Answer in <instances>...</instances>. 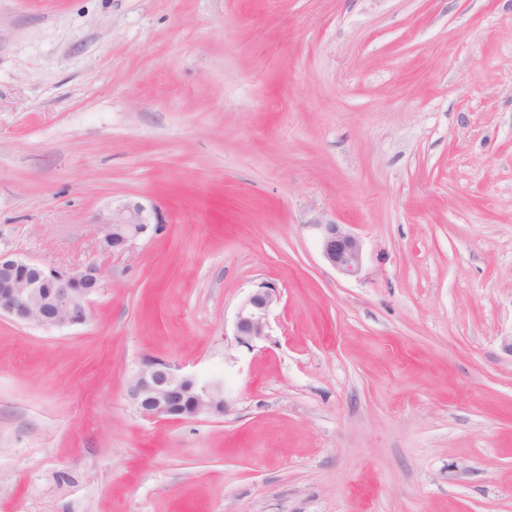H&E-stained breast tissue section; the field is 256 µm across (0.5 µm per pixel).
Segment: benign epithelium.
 Masks as SVG:
<instances>
[{"label":"benign epithelium","instance_id":"obj_1","mask_svg":"<svg viewBox=\"0 0 512 512\" xmlns=\"http://www.w3.org/2000/svg\"><path fill=\"white\" fill-rule=\"evenodd\" d=\"M152 213L140 203L112 208L98 225V247L103 253L131 254L149 230ZM320 230L323 259L339 273L357 277L362 271L360 238L343 224L313 223ZM100 269L89 264L78 271H61L21 257L0 254V315L44 330L77 325L87 318L91 297L101 291ZM280 295L261 286L242 301L235 316L238 344L251 347L269 336V316ZM127 397L144 417L193 419L224 413V381L202 379L169 363L145 361L129 378Z\"/></svg>","mask_w":512,"mask_h":512}]
</instances>
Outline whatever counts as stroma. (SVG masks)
<instances>
[{"label": "stroma", "instance_id": "1", "mask_svg": "<svg viewBox=\"0 0 512 512\" xmlns=\"http://www.w3.org/2000/svg\"><path fill=\"white\" fill-rule=\"evenodd\" d=\"M0 253L104 283L0 317V512H512V0H0ZM147 360L223 414L142 417ZM152 213L141 203H123L113 206L110 216L98 225V247L103 253L112 255L132 254L136 242L142 238L153 223ZM320 230L319 240L323 259L339 273L358 277L362 271L363 249L360 238L343 224L313 223ZM279 300L277 290L266 286L248 294L235 316L234 336L239 345L253 347L254 342L269 336V316Z\"/></svg>", "mask_w": 512, "mask_h": 512}]
</instances>
